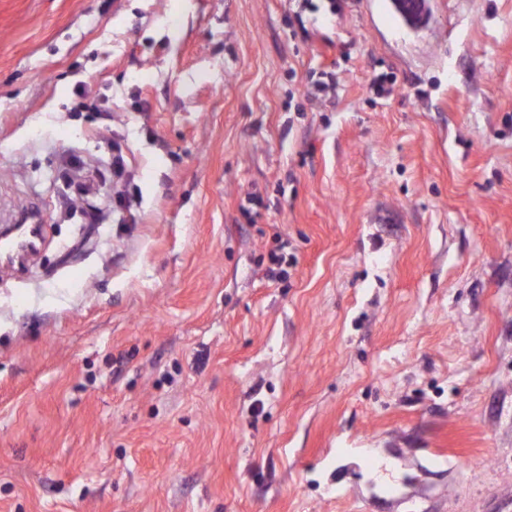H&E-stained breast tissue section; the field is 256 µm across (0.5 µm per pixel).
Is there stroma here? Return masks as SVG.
I'll list each match as a JSON object with an SVG mask.
<instances>
[{
  "label": "stroma",
  "instance_id": "stroma-1",
  "mask_svg": "<svg viewBox=\"0 0 512 512\" xmlns=\"http://www.w3.org/2000/svg\"><path fill=\"white\" fill-rule=\"evenodd\" d=\"M428 9L0 0V512H512V0ZM40 223L39 214L28 210L21 211L14 225L13 235L0 241V258L14 261L19 255L33 250V246L38 244Z\"/></svg>",
  "mask_w": 512,
  "mask_h": 512
}]
</instances>
